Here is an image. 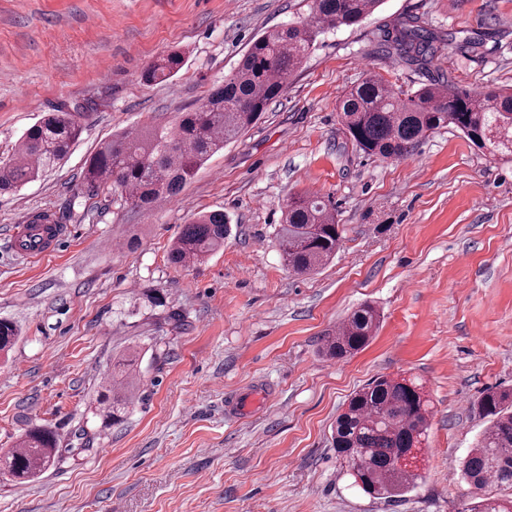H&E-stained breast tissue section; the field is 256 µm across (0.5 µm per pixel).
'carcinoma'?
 Masks as SVG:
<instances>
[{"label":"carcinoma","mask_w":512,"mask_h":512,"mask_svg":"<svg viewBox=\"0 0 512 512\" xmlns=\"http://www.w3.org/2000/svg\"><path fill=\"white\" fill-rule=\"evenodd\" d=\"M381 0H311L310 16L258 36L234 72L197 108L181 113L172 125L158 124L143 133H124L105 143L87 162V198L112 189L143 212L161 196H173L224 145L237 140L280 96L288 78L301 69L320 34L360 23ZM438 37L418 17L408 15L383 33L378 51L397 61L428 65ZM185 54L172 50L143 72L148 82L175 77ZM81 112L61 105L29 127L11 155L0 160V190H12L54 168L79 139ZM343 134L356 150L379 160L401 158L430 134L454 128L479 148L512 157V92L484 93L458 87L448 76L408 93L376 73L366 74L339 105ZM343 225L331 203L317 195L289 198L277 233L288 269L311 274L340 249ZM228 225L222 211L199 215L184 225L169 251L176 266L197 262L224 245ZM381 322L371 303L356 307L324 337L325 355L342 360L364 349ZM17 337L15 325L0 319V351ZM136 356L112 360L111 377L96 397L101 427L124 420L135 398ZM475 408L488 418L462 465L465 481L477 491L512 488V392L489 389ZM432 408L425 386L404 376L381 375L355 391L336 418L333 444L353 483L373 498L407 492L422 478L424 448ZM57 434L43 426L23 433L18 446L0 455V468L16 482L47 470L58 451ZM464 512H512V499L485 496Z\"/></svg>","instance_id":"1"}]
</instances>
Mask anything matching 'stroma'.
Instances as JSON below:
<instances>
[{"label": "stroma", "mask_w": 512, "mask_h": 512, "mask_svg": "<svg viewBox=\"0 0 512 512\" xmlns=\"http://www.w3.org/2000/svg\"><path fill=\"white\" fill-rule=\"evenodd\" d=\"M310 0H0V157L43 113L80 107L71 154L0 192V319L19 330L0 353V452L31 426L56 432L41 476H0V512H463L460 462L485 419L474 404L512 388V161L443 129L407 156L355 150L337 105L367 72L415 90L512 86V0H382L359 25L319 36L306 64L236 142L149 212L105 191L87 208V160L128 130L174 123L224 81L263 31L305 19ZM415 15L439 38L417 68L378 54L377 37ZM184 50L166 83L143 70ZM329 199L343 224L333 262L289 272L276 232L289 196ZM231 234L203 261L169 249L201 211ZM55 216L66 237L29 260L14 226ZM383 315L347 360L323 338L363 302ZM138 356L124 421L101 429L95 398L113 357ZM408 375L433 402L427 466L400 498L354 486L332 445L350 395ZM255 390L249 412L229 396Z\"/></svg>", "instance_id": "stroma-1"}]
</instances>
